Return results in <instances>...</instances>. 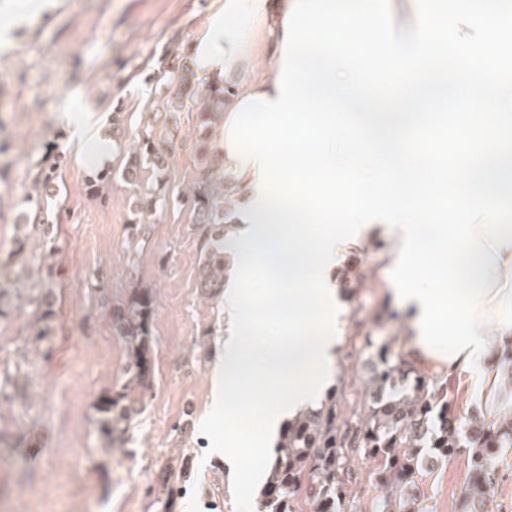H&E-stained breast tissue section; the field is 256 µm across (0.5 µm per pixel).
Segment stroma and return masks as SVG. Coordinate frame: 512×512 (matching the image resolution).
<instances>
[{"label": "stroma", "mask_w": 512, "mask_h": 512, "mask_svg": "<svg viewBox=\"0 0 512 512\" xmlns=\"http://www.w3.org/2000/svg\"><path fill=\"white\" fill-rule=\"evenodd\" d=\"M224 0H0V269L54 266L50 305L0 302V512H259L270 448H246L235 476L211 441L224 433L212 401V354L222 344L224 306L196 288L200 244L186 203L199 164L195 115L167 112L178 91L173 55L189 54ZM124 116V141L151 127L171 158L167 203L133 238L134 189L113 147L108 187L93 191L94 166L74 128L105 136ZM53 170V196L34 187L35 162ZM47 211L55 239H21L23 215ZM383 226L345 252L333 270L346 320L331 385L343 418L370 396L380 345L402 351L413 314L389 289ZM154 292L152 385L143 410L112 447L99 443L93 405L120 383L125 363L110 309L134 288ZM46 340H38L40 330ZM372 346H365V338ZM462 422L512 402V378L485 394L472 373L448 376ZM467 458L417 475L416 512H461Z\"/></svg>", "instance_id": "1"}]
</instances>
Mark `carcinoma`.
Returning a JSON list of instances; mask_svg holds the SVG:
<instances>
[{"label": "carcinoma", "mask_w": 512, "mask_h": 512, "mask_svg": "<svg viewBox=\"0 0 512 512\" xmlns=\"http://www.w3.org/2000/svg\"><path fill=\"white\" fill-rule=\"evenodd\" d=\"M179 89L165 109L178 112L183 99L195 108L197 150L201 164L187 203L201 243L197 288L202 298L224 294V236L235 189L225 180L224 159L212 141L224 119V105L234 86L224 81L199 82L191 59L179 62ZM166 149L145 128L128 149L124 172L140 191L135 195V234L145 216L165 202L162 185L152 181L143 189L141 174H155L167 166ZM153 295L137 288L131 298L111 308L112 332L122 344L125 365L122 382L94 405L101 447L110 448L141 412L142 392L153 375L154 342L150 321ZM369 385L372 398L364 402L363 416L353 428L339 425L338 389L330 390L320 406L301 412L283 431L278 451L266 472L262 512H295L298 494H306L313 512H362L353 493L357 479L352 461L361 456L373 464L370 479L386 491L379 512H416L415 476L427 465L457 454L467 455L469 490L462 512H475L495 490L501 456L512 451V421L488 425L476 418L463 432L450 417L448 387L420 372L386 345L373 362Z\"/></svg>", "instance_id": "cac0c4a2"}]
</instances>
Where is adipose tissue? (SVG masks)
<instances>
[{"mask_svg":"<svg viewBox=\"0 0 512 512\" xmlns=\"http://www.w3.org/2000/svg\"><path fill=\"white\" fill-rule=\"evenodd\" d=\"M224 0L191 47L196 73L234 82L215 143L247 196L236 211L233 281L224 289V351L215 406L224 467L321 396L338 355L341 293L324 274L372 225L395 240L393 294L414 309L412 358L471 370L491 337L512 350V176L465 193L448 187V144L409 140L433 126L449 95L501 75L479 126L484 147L512 156V14L483 0L481 25L449 34V0ZM471 221L453 223L458 211ZM266 289L253 295L254 279ZM284 312L258 344L262 308ZM264 381L273 398L260 434L241 435L238 400Z\"/></svg>","mask_w":512,"mask_h":512,"instance_id":"adipose-tissue-1","label":"adipose tissue"}]
</instances>
